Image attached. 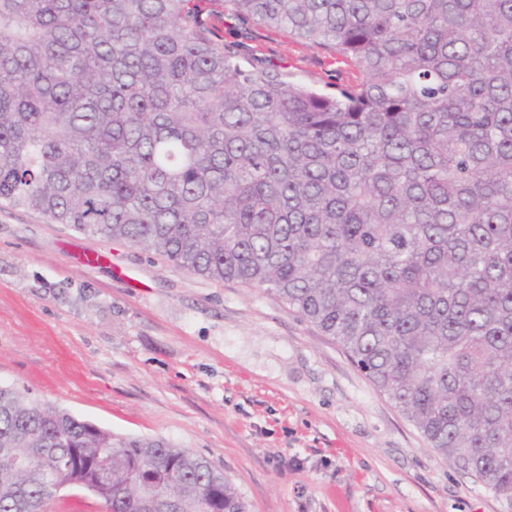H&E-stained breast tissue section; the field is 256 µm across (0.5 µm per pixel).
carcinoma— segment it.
Returning <instances> with one entry per match:
<instances>
[{
  "label": "carcinoma",
  "instance_id": "carcinoma-1",
  "mask_svg": "<svg viewBox=\"0 0 512 512\" xmlns=\"http://www.w3.org/2000/svg\"><path fill=\"white\" fill-rule=\"evenodd\" d=\"M0 206L277 297L512 512V0H0ZM65 488L247 512L205 456L0 384V512ZM227 43L241 50L258 49L267 55L283 58L291 66L289 70L298 77L316 87H324L326 82L336 83L355 77L346 63L332 61L320 50L307 46L289 35L288 30H270L252 25H242L227 19L215 22Z\"/></svg>",
  "mask_w": 512,
  "mask_h": 512
}]
</instances>
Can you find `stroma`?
<instances>
[{
    "instance_id": "stroma-1",
    "label": "stroma",
    "mask_w": 512,
    "mask_h": 512,
    "mask_svg": "<svg viewBox=\"0 0 512 512\" xmlns=\"http://www.w3.org/2000/svg\"><path fill=\"white\" fill-rule=\"evenodd\" d=\"M239 49L321 87L346 63L226 20ZM0 382L223 471L249 512H503L344 350L274 296L0 209Z\"/></svg>"
}]
</instances>
